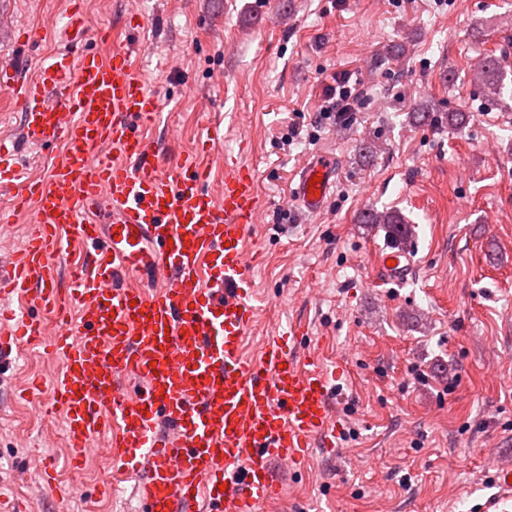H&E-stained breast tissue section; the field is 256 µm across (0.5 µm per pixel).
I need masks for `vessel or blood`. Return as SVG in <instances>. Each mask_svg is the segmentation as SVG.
<instances>
[{
    "label": "vessel or blood",
    "mask_w": 512,
    "mask_h": 512,
    "mask_svg": "<svg viewBox=\"0 0 512 512\" xmlns=\"http://www.w3.org/2000/svg\"><path fill=\"white\" fill-rule=\"evenodd\" d=\"M88 34L73 9L68 41ZM95 42L76 62L42 61L31 80L0 67V96L22 113L19 136H0V192L31 227L22 250L0 256V297L41 308L0 310V367L34 342L60 359L45 413L62 412L73 462L104 445L143 472L142 512H262L282 495L269 461L298 469L312 448L339 451L334 375L301 323L246 356L257 179L228 162L213 191L192 153L160 171L146 135L157 96L128 52H105L102 32ZM57 143L48 177L26 178L24 148ZM335 172L328 156L299 170L291 197L304 213L321 212ZM75 241L84 258L62 289L58 262ZM412 266L398 246L377 259L388 281Z\"/></svg>",
    "instance_id": "b4317fda"
}]
</instances>
